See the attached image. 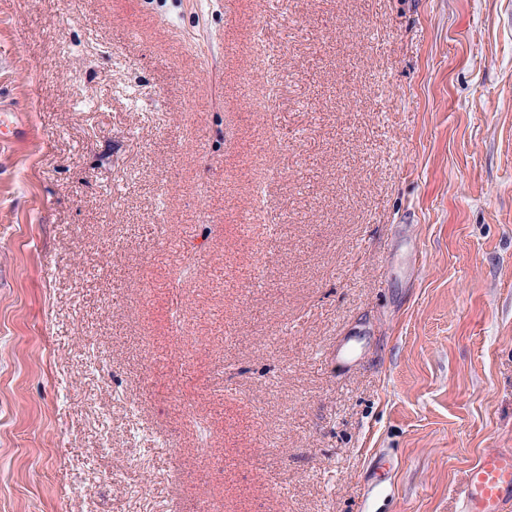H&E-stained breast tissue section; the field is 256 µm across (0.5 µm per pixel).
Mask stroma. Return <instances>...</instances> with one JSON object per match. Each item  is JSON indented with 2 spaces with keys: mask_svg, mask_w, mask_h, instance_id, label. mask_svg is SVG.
Masks as SVG:
<instances>
[{
  "mask_svg": "<svg viewBox=\"0 0 512 512\" xmlns=\"http://www.w3.org/2000/svg\"><path fill=\"white\" fill-rule=\"evenodd\" d=\"M1 97L0 512H460L512 448V0H0Z\"/></svg>",
  "mask_w": 512,
  "mask_h": 512,
  "instance_id": "1",
  "label": "stroma"
}]
</instances>
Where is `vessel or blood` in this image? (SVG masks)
<instances>
[{"label":"vessel or blood","instance_id":"1","mask_svg":"<svg viewBox=\"0 0 512 512\" xmlns=\"http://www.w3.org/2000/svg\"><path fill=\"white\" fill-rule=\"evenodd\" d=\"M462 512H504L512 503V450L484 452L459 492Z\"/></svg>","mask_w":512,"mask_h":512}]
</instances>
